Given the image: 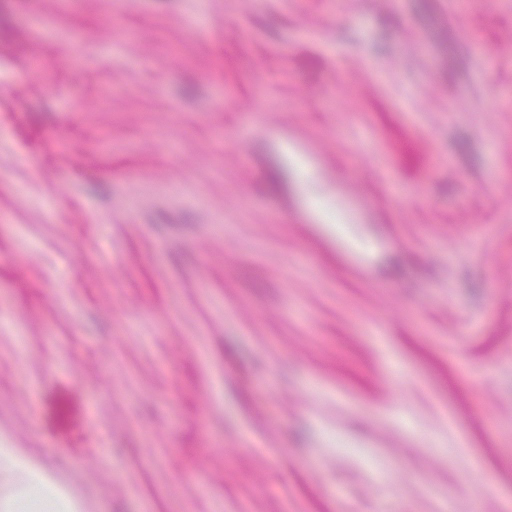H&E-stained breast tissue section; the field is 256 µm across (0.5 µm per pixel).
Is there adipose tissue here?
Listing matches in <instances>:
<instances>
[{
  "label": "adipose tissue",
  "mask_w": 512,
  "mask_h": 512,
  "mask_svg": "<svg viewBox=\"0 0 512 512\" xmlns=\"http://www.w3.org/2000/svg\"><path fill=\"white\" fill-rule=\"evenodd\" d=\"M0 512H85V505L24 449L0 442Z\"/></svg>",
  "instance_id": "ef3b65f1"
}]
</instances>
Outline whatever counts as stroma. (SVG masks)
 <instances>
[{
	"mask_svg": "<svg viewBox=\"0 0 512 512\" xmlns=\"http://www.w3.org/2000/svg\"><path fill=\"white\" fill-rule=\"evenodd\" d=\"M0 440L86 512H512V0H0Z\"/></svg>",
	"mask_w": 512,
	"mask_h": 512,
	"instance_id": "stroma-1",
	"label": "stroma"
}]
</instances>
